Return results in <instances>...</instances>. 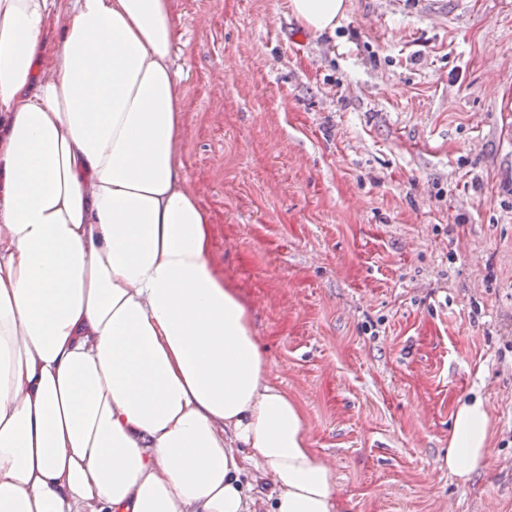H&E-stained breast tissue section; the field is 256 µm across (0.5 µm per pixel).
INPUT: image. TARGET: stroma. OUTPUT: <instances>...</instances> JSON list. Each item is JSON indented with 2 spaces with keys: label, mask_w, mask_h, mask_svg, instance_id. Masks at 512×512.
Here are the masks:
<instances>
[{
  "label": "stroma",
  "mask_w": 512,
  "mask_h": 512,
  "mask_svg": "<svg viewBox=\"0 0 512 512\" xmlns=\"http://www.w3.org/2000/svg\"><path fill=\"white\" fill-rule=\"evenodd\" d=\"M176 0L181 160L343 512H512V0ZM488 463L444 461L458 398ZM347 0H290L292 13L304 26L321 33L333 30L347 11ZM489 412L483 397L471 393L458 399L445 454L448 472L461 483L482 470L487 461Z\"/></svg>",
  "instance_id": "1"
}]
</instances>
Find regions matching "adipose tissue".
Here are the masks:
<instances>
[{"instance_id": "obj_1", "label": "adipose tissue", "mask_w": 512, "mask_h": 512, "mask_svg": "<svg viewBox=\"0 0 512 512\" xmlns=\"http://www.w3.org/2000/svg\"><path fill=\"white\" fill-rule=\"evenodd\" d=\"M175 0H0V512H341L186 184ZM334 29L346 0H290ZM60 26L42 70L43 35ZM459 398L445 454L487 461Z\"/></svg>"}]
</instances>
